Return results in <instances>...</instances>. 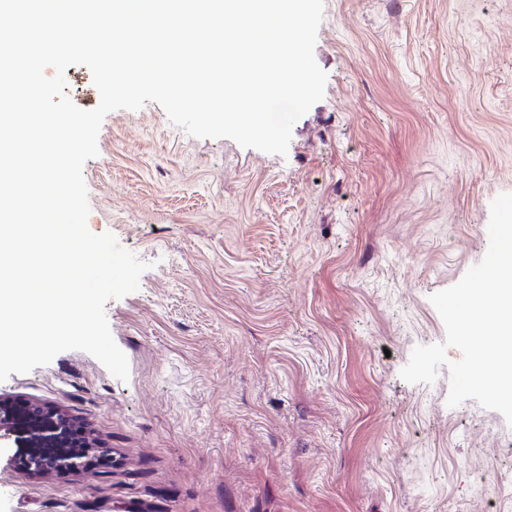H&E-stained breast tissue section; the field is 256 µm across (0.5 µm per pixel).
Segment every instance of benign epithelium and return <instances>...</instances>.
<instances>
[{
	"label": "benign epithelium",
	"instance_id": "1",
	"mask_svg": "<svg viewBox=\"0 0 512 512\" xmlns=\"http://www.w3.org/2000/svg\"><path fill=\"white\" fill-rule=\"evenodd\" d=\"M85 430L61 410L25 400L0 398V442L27 450L23 469L32 475L66 473L80 467L71 438Z\"/></svg>",
	"mask_w": 512,
	"mask_h": 512
}]
</instances>
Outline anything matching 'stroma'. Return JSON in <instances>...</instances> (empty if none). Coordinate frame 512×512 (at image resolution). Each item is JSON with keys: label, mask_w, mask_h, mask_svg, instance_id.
Here are the masks:
<instances>
[{"label": "stroma", "mask_w": 512, "mask_h": 512, "mask_svg": "<svg viewBox=\"0 0 512 512\" xmlns=\"http://www.w3.org/2000/svg\"><path fill=\"white\" fill-rule=\"evenodd\" d=\"M314 54L284 156L106 115L87 225L147 265L105 305L129 377L71 350L0 396L111 461L1 460L0 512H512L503 415L400 376L512 192V0H324Z\"/></svg>", "instance_id": "stroma-1"}]
</instances>
